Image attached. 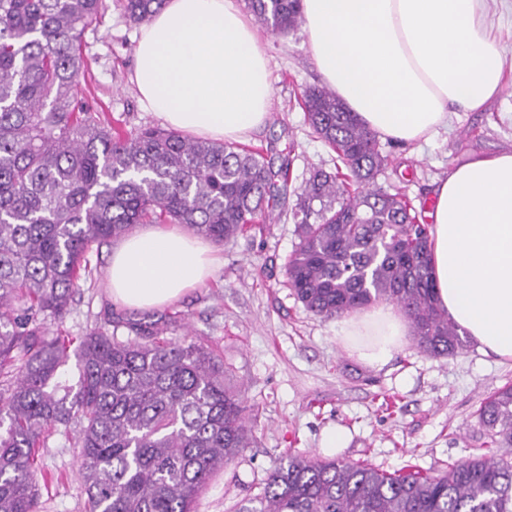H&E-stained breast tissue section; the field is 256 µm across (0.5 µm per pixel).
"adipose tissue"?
Returning a JSON list of instances; mask_svg holds the SVG:
<instances>
[{"mask_svg":"<svg viewBox=\"0 0 512 512\" xmlns=\"http://www.w3.org/2000/svg\"><path fill=\"white\" fill-rule=\"evenodd\" d=\"M302 15L325 83L381 137L429 139L508 85L487 0H302ZM133 83L182 134L241 141L270 106L268 59L235 0H166L141 28ZM430 218L440 308L482 352L512 363V153L450 169ZM215 263L204 239L180 228L134 232L112 252V299L147 310L170 304ZM407 334L396 308L379 303L345 317L337 339L379 367Z\"/></svg>","mask_w":512,"mask_h":512,"instance_id":"1","label":"adipose tissue"}]
</instances>
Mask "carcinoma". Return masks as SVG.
<instances>
[{"mask_svg": "<svg viewBox=\"0 0 512 512\" xmlns=\"http://www.w3.org/2000/svg\"><path fill=\"white\" fill-rule=\"evenodd\" d=\"M104 2L0 0V512H38L35 452L50 429H77L87 512H194L210 476L251 445L242 391L207 348L141 320L126 323V341L99 327L76 342L47 327L63 323L90 276L93 246L144 222L223 243L288 194L289 166L259 148L101 122L77 84L83 35ZM164 2L122 7L141 23ZM248 6L274 34L302 20L301 0ZM300 105L336 166L297 193L288 287L322 319L391 303L420 352L459 353L467 340L437 303L430 225L406 196L375 186L388 164L377 133L326 86ZM72 358L69 384L61 369ZM476 417L501 453L435 475L290 455L239 512H512V385Z\"/></svg>", "mask_w": 512, "mask_h": 512, "instance_id": "1", "label": "carcinoma"}]
</instances>
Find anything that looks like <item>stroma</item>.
<instances>
[{"mask_svg": "<svg viewBox=\"0 0 512 512\" xmlns=\"http://www.w3.org/2000/svg\"><path fill=\"white\" fill-rule=\"evenodd\" d=\"M140 27L121 0H105L83 37L85 67L78 89L127 132L162 121L139 102L131 82ZM268 58L271 102L265 125L247 142L274 160L291 162V193L273 221L215 245L219 264L204 284L180 301L145 311L112 301L108 284L111 245L87 256L93 274L80 288L63 322L80 337L98 325L120 340L126 322L160 321L165 339L211 347L242 390L253 443L215 473L198 498L196 512H238L261 493L269 468L288 454L321 457L324 429H341L348 445L339 454L387 473L416 467L429 474L484 453L487 437L475 412L490 392L512 384V364H498L469 346L456 356L419 353L414 342L385 365L370 368L350 357L336 338L335 320L312 315L293 296L286 264L299 244L292 211L296 191L312 169L333 170L335 154L312 134L299 104L307 87L322 80L303 28L287 35L261 30ZM389 164L376 183L405 194L414 206L434 200L453 166L473 156L512 153V86L476 112H459L429 142L404 145L381 140ZM74 435L53 433L38 454L40 512H85Z\"/></svg>", "mask_w": 512, "mask_h": 512, "instance_id": "stroma-1", "label": "stroma"}]
</instances>
